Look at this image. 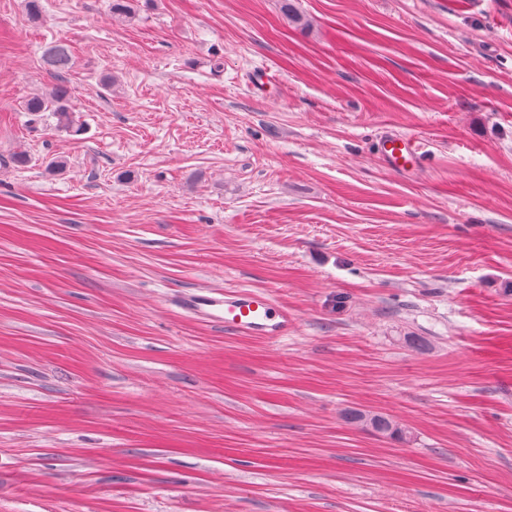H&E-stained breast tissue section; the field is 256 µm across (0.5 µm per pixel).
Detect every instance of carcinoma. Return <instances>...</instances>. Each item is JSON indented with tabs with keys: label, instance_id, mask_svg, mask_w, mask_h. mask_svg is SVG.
<instances>
[{
	"label": "carcinoma",
	"instance_id": "cac0c4a2",
	"mask_svg": "<svg viewBox=\"0 0 512 512\" xmlns=\"http://www.w3.org/2000/svg\"><path fill=\"white\" fill-rule=\"evenodd\" d=\"M138 7L139 0H112L111 5L112 13L130 18L136 14ZM45 63L58 75L59 82L50 94L28 98L24 103V110L33 115L48 112L56 119L57 126L77 133L80 128L75 126L73 119L75 105L65 80L67 72L71 69L68 49L62 45L49 48L45 53ZM347 419L379 435L401 441L406 439V433L385 414L351 411L347 414Z\"/></svg>",
	"mask_w": 512,
	"mask_h": 512
}]
</instances>
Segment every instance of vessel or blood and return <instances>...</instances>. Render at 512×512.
<instances>
[{"mask_svg": "<svg viewBox=\"0 0 512 512\" xmlns=\"http://www.w3.org/2000/svg\"><path fill=\"white\" fill-rule=\"evenodd\" d=\"M382 152L390 165L403 172L413 167L417 160V146L406 135L387 136L382 143ZM180 305L191 315L221 322L228 329L258 336H283L288 332L287 314L261 290L240 289L217 295L201 291L183 297Z\"/></svg>", "mask_w": 512, "mask_h": 512, "instance_id": "obj_1", "label": "vessel or blood"}]
</instances>
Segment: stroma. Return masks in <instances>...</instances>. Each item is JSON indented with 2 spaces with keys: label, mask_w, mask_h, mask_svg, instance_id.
Wrapping results in <instances>:
<instances>
[{
  "label": "stroma",
  "mask_w": 512,
  "mask_h": 512,
  "mask_svg": "<svg viewBox=\"0 0 512 512\" xmlns=\"http://www.w3.org/2000/svg\"><path fill=\"white\" fill-rule=\"evenodd\" d=\"M40 3L0 0V512H512V0ZM59 44L79 135L23 110ZM384 159L395 169L407 172L417 160V146L414 140L406 135L392 134L382 143ZM180 305L201 320L224 323L227 329L258 336L288 334V315L261 290L240 289L217 295L200 291L183 297ZM347 419L352 423L371 429L379 435L401 441L406 440V433L385 414L351 411L347 414Z\"/></svg>",
  "instance_id": "stroma-1"
}]
</instances>
